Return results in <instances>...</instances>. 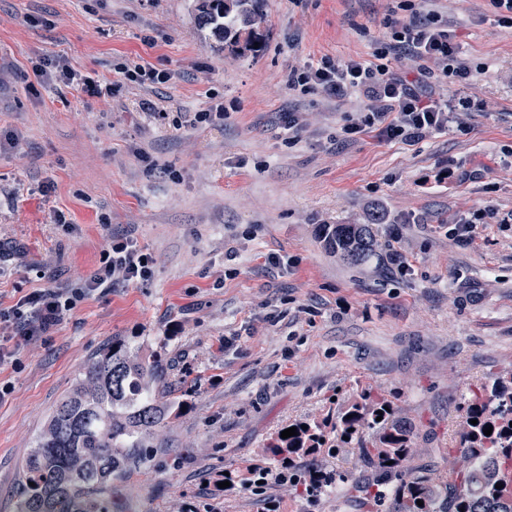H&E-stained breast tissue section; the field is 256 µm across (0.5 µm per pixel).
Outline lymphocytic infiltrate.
Returning <instances> with one entry per match:
<instances>
[{
	"instance_id": "f902f5d3",
	"label": "lymphocytic infiltrate",
	"mask_w": 512,
	"mask_h": 512,
	"mask_svg": "<svg viewBox=\"0 0 512 512\" xmlns=\"http://www.w3.org/2000/svg\"><path fill=\"white\" fill-rule=\"evenodd\" d=\"M389 28L390 39L377 49L373 60L325 56L315 64L292 70L289 88L328 95L361 92L365 115L362 125L353 126V133L367 128L388 141L419 140L427 132L447 128L450 114L470 111L467 98L452 104L435 100L426 91L429 76L453 83L466 80L471 73L467 58L438 19L412 14L409 21H391ZM400 50L411 52L419 71L417 79L408 80L390 68L388 56ZM33 73L42 85L76 84L88 95L102 93L94 80L77 74L60 60L38 62ZM151 274L152 261L147 254L128 238L112 237L101 265L68 292L44 289L19 302L15 309L0 311V325L8 329L0 336V364L12 356L7 347L9 338L26 340L46 335L92 292L121 282L145 281Z\"/></svg>"
}]
</instances>
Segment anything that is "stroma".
Returning a JSON list of instances; mask_svg holds the SVG:
<instances>
[{
  "label": "stroma",
  "instance_id": "stroma-1",
  "mask_svg": "<svg viewBox=\"0 0 512 512\" xmlns=\"http://www.w3.org/2000/svg\"><path fill=\"white\" fill-rule=\"evenodd\" d=\"M413 2L471 66L437 98L474 110L389 142L345 134L362 97L293 90L288 74L371 59L393 0H258L257 46L237 52L200 27L197 0H0V308L91 274L114 235L153 260L149 280L98 289L0 366V512H14L47 419L115 339L162 361L175 409L147 462L111 480V512H358L344 488L373 479L359 452L373 434L299 459L334 480L316 495L251 469L280 429L335 418L366 389L414 427L405 468L447 469L462 396L512 372V28L488 0ZM44 59L104 86L123 65L171 78L105 98L31 91ZM216 103L223 119L196 122ZM322 224L374 225L375 255L346 265ZM227 471L250 485L218 487Z\"/></svg>",
  "mask_w": 512,
  "mask_h": 512
}]
</instances>
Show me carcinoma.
<instances>
[{
    "label": "carcinoma",
    "mask_w": 512,
    "mask_h": 512,
    "mask_svg": "<svg viewBox=\"0 0 512 512\" xmlns=\"http://www.w3.org/2000/svg\"><path fill=\"white\" fill-rule=\"evenodd\" d=\"M257 0H209L198 22L225 46L253 44ZM319 238L345 263L359 266L375 251L370 224H321ZM159 361L146 360L121 340L105 345L81 370L56 412L35 439L23 465L24 489L15 512H108L103 488L134 460L145 461L146 434L172 413L171 403L153 392ZM466 429L458 451L463 465L451 464L433 479L403 467L413 427L394 415L383 395L363 392L336 416V422L294 424L297 435H276L264 455L288 464V478L314 492L311 471H296L294 459L324 448H343L366 432L374 434L363 454L384 475L382 488L358 480L346 491L363 507L396 501L397 512H512V375L463 398ZM382 420H377V417ZM493 427L487 436L484 430ZM423 505H417V501Z\"/></svg>",
    "instance_id": "obj_1"
}]
</instances>
